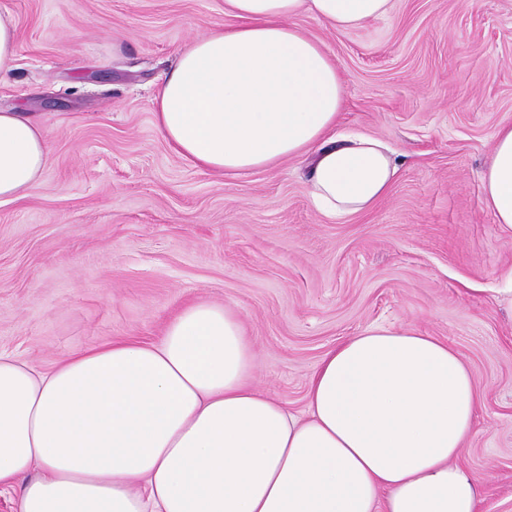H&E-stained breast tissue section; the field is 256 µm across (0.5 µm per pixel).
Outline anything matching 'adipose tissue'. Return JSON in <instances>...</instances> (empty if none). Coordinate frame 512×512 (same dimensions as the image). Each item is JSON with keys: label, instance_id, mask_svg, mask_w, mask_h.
Masks as SVG:
<instances>
[{"label": "adipose tissue", "instance_id": "adipose-tissue-1", "mask_svg": "<svg viewBox=\"0 0 512 512\" xmlns=\"http://www.w3.org/2000/svg\"><path fill=\"white\" fill-rule=\"evenodd\" d=\"M391 0H224L157 94L155 124L195 166L241 175L305 158L327 216L371 209L397 171L377 138L336 134L341 74L297 23L338 32ZM485 204L512 239V125L493 134ZM45 128L0 111V203L48 164ZM234 309L183 307L154 342L115 341L43 370L0 352V491L16 512H482L456 463L483 395L446 341L372 324L328 349L304 413L257 392Z\"/></svg>", "mask_w": 512, "mask_h": 512}]
</instances>
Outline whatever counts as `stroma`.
<instances>
[{"label": "stroma", "mask_w": 512, "mask_h": 512, "mask_svg": "<svg viewBox=\"0 0 512 512\" xmlns=\"http://www.w3.org/2000/svg\"><path fill=\"white\" fill-rule=\"evenodd\" d=\"M18 25L0 110L47 129L39 187L0 203V350L50 369L115 340H155L185 304L237 310L256 389L305 409L323 353L372 323L453 347L484 396L457 459L512 512V311L493 292L512 241L484 203L492 135L512 125V0H395L339 33L311 16L344 78L342 132L398 171L371 210L332 218L292 158L220 176L154 120L178 52L226 24L224 0H0Z\"/></svg>", "instance_id": "1"}]
</instances>
